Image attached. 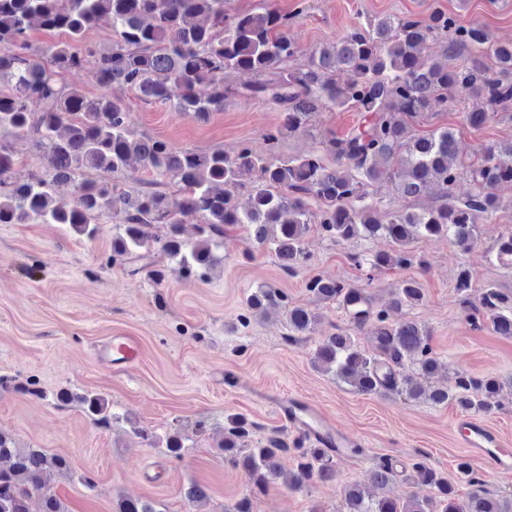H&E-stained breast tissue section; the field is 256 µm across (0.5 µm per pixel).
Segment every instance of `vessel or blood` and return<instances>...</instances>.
I'll list each match as a JSON object with an SVG mask.
<instances>
[{"label":"vessel or blood","mask_w":512,"mask_h":512,"mask_svg":"<svg viewBox=\"0 0 512 512\" xmlns=\"http://www.w3.org/2000/svg\"><path fill=\"white\" fill-rule=\"evenodd\" d=\"M140 356V342L130 335H116L104 343L97 354L99 361L115 370L131 368ZM280 419L300 435L337 458H346L356 447L355 438L315 402L296 396L280 398L276 403ZM461 447L475 458L486 461L497 473L512 474V450L505 448L500 434L476 417H465L457 425Z\"/></svg>","instance_id":"1"}]
</instances>
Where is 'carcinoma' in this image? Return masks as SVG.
Segmentation results:
<instances>
[{
    "mask_svg": "<svg viewBox=\"0 0 512 512\" xmlns=\"http://www.w3.org/2000/svg\"><path fill=\"white\" fill-rule=\"evenodd\" d=\"M225 0H0V224H63L78 237L94 239L98 220H115L112 260L129 265L162 284L170 275L204 281L224 263V227L247 226L253 242L274 251L281 267L295 273L308 261L305 239L311 230L338 243L385 237L392 250L363 262L374 268H408L419 259L410 245L419 240H450L461 252L478 244L479 225L499 209L497 188L512 182V143L484 147L475 160L459 157L452 129L440 127L423 136L410 135L430 111L459 112L470 129H483L512 103V45L497 42L475 23L465 24L440 9L426 19L390 15L346 30L336 42L312 51L305 60L288 36L290 18L272 9L227 13ZM112 29L101 46L87 39L95 25ZM66 35L63 42L34 45L33 25ZM437 53H427L428 45ZM92 65L100 85L89 96L65 80L69 72ZM247 71L254 80L237 83ZM205 84L202 97L196 86ZM132 90L146 103L159 102L183 115L206 120L237 99L261 100L281 112V123L265 135L267 152L248 147L229 154L179 149L131 129L126 101L112 87ZM476 101L469 108L466 103ZM39 110L30 109V103ZM352 109L357 125L325 142V153L283 159V139L305 131L309 117L321 110ZM12 139H26L42 154L45 171L19 183L12 180ZM148 173L145 179L137 173ZM467 176L472 193L457 200L448 189ZM130 178L135 187L116 182ZM386 180L404 202L387 221L370 200L371 188ZM177 186L167 191L168 183ZM442 190L440 202L416 208L427 191ZM70 193L72 201L60 197ZM246 197L245 206L239 199ZM195 221L196 238L182 236V224ZM152 250L166 266L142 263ZM491 252L512 266V232L499 235ZM306 290L318 302L343 307L351 330L326 337L314 363L362 395L396 394L413 402L454 404L486 414L501 408L505 380L466 372L448 377L445 388L426 389L425 382L446 369L430 346L425 324L400 317L403 309L422 303L423 288L413 278L399 281L392 298L376 307L364 287L314 276ZM456 294L474 325L512 337V294L485 287L472 299L470 271L457 274ZM245 306L257 317L284 310L288 327L309 332L318 315L288 301L277 288L259 287ZM371 338L361 348L353 334ZM63 405L76 403L93 423L109 429L116 419L107 399L93 392L63 390ZM255 429L243 414L227 417L224 458L241 469L250 493L227 512H253V499L270 484L294 491L313 480L336 477L325 448H306L304 438L270 436L254 448L246 441ZM132 435L166 456L180 460L185 436L174 428L164 436L139 426ZM294 460L284 471L279 460ZM68 461L44 448L20 447L0 431V512H68L51 494L46 477L67 474ZM461 478L476 487L468 498L430 464H412L410 480L426 491L404 501L382 493L394 469L381 461L371 470L375 492L359 485L345 489L338 512H512V498L482 488L470 463H458ZM197 512L207 489L192 483L184 492ZM117 512H159L150 500L127 498Z\"/></svg>",
    "mask_w": 512,
    "mask_h": 512,
    "instance_id": "cac0c4a2",
    "label": "carcinoma"
}]
</instances>
